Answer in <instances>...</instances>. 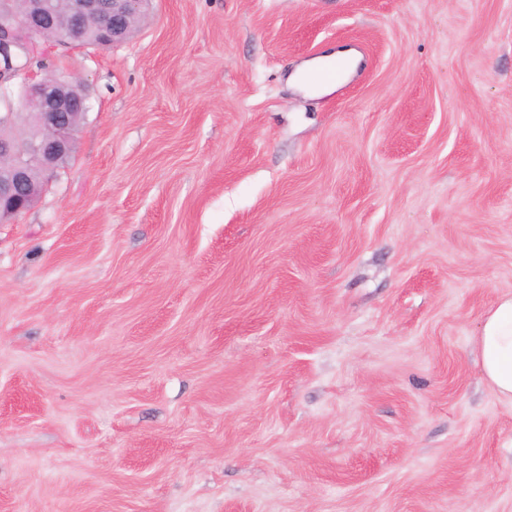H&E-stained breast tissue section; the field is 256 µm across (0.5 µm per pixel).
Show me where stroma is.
<instances>
[{
	"instance_id": "stroma-1",
	"label": "stroma",
	"mask_w": 512,
	"mask_h": 512,
	"mask_svg": "<svg viewBox=\"0 0 512 512\" xmlns=\"http://www.w3.org/2000/svg\"><path fill=\"white\" fill-rule=\"evenodd\" d=\"M56 69L89 109L0 224V512H512V0H152ZM358 60L353 50H336L320 58L303 63L291 76L289 82L297 91H302L309 95H327L336 90L337 85L356 69ZM338 61L346 64V68L339 79L319 85L312 84L308 80V76L311 73ZM477 344L487 382L512 403V296L499 299L486 315Z\"/></svg>"
}]
</instances>
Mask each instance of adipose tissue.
<instances>
[{
    "mask_svg": "<svg viewBox=\"0 0 512 512\" xmlns=\"http://www.w3.org/2000/svg\"><path fill=\"white\" fill-rule=\"evenodd\" d=\"M345 63L347 71H354L358 57L353 50H338L303 63L290 78L296 90L310 95L332 93L336 82L315 85L309 80L311 73L336 63ZM484 376L496 394L512 402V296L499 299L486 315L477 338Z\"/></svg>",
    "mask_w": 512,
    "mask_h": 512,
    "instance_id": "adipose-tissue-1",
    "label": "adipose tissue"
}]
</instances>
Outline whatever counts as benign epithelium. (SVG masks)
<instances>
[{
    "mask_svg": "<svg viewBox=\"0 0 512 512\" xmlns=\"http://www.w3.org/2000/svg\"><path fill=\"white\" fill-rule=\"evenodd\" d=\"M149 0H59L48 15L42 0H22L10 27L0 30V89L21 80V93L34 111L9 113L12 133L0 137V223L25 213L35 199L32 172L50 176L73 154L76 112L87 102L82 79L33 70L29 60L51 49L82 44L85 26L98 27L96 46L110 47L135 31Z\"/></svg>",
    "mask_w": 512,
    "mask_h": 512,
    "instance_id": "7a95c632",
    "label": "benign epithelium"
}]
</instances>
